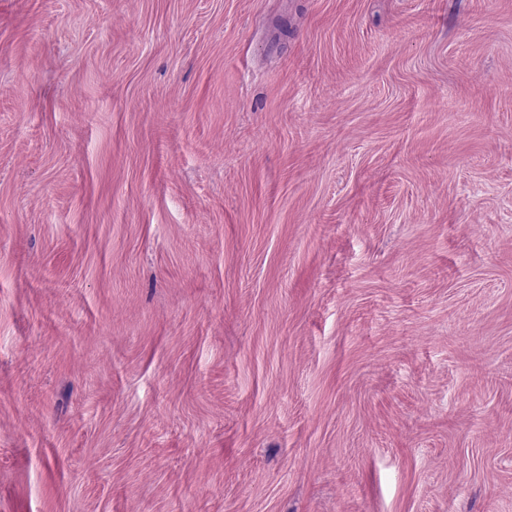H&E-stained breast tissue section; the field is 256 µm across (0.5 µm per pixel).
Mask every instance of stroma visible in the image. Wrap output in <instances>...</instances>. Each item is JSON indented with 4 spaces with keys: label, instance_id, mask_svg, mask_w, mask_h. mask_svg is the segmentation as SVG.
Masks as SVG:
<instances>
[{
    "label": "stroma",
    "instance_id": "35a3bbf8",
    "mask_svg": "<svg viewBox=\"0 0 512 512\" xmlns=\"http://www.w3.org/2000/svg\"><path fill=\"white\" fill-rule=\"evenodd\" d=\"M0 512H512V0H0Z\"/></svg>",
    "mask_w": 512,
    "mask_h": 512
}]
</instances>
